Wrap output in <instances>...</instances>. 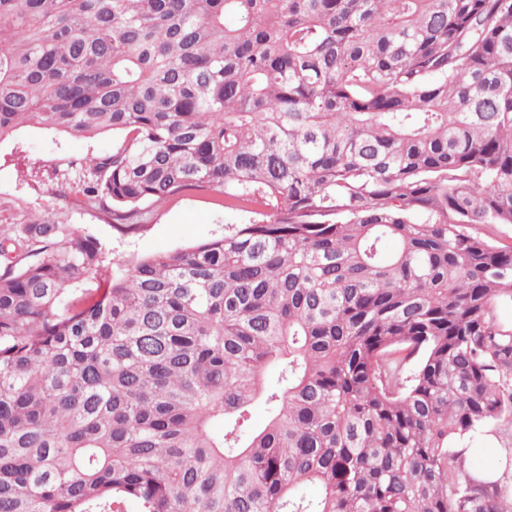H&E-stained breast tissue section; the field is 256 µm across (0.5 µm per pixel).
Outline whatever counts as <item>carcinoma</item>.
Returning a JSON list of instances; mask_svg holds the SVG:
<instances>
[{
    "label": "carcinoma",
    "mask_w": 512,
    "mask_h": 512,
    "mask_svg": "<svg viewBox=\"0 0 512 512\" xmlns=\"http://www.w3.org/2000/svg\"><path fill=\"white\" fill-rule=\"evenodd\" d=\"M24 127L117 136L56 173L116 227L256 220L125 267L0 207V512H512L462 452L512 423V0H0Z\"/></svg>",
    "instance_id": "1"
}]
</instances>
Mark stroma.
I'll list each match as a JSON object with an SVG mask.
<instances>
[{"mask_svg": "<svg viewBox=\"0 0 512 512\" xmlns=\"http://www.w3.org/2000/svg\"><path fill=\"white\" fill-rule=\"evenodd\" d=\"M113 142L108 133L74 138L35 127L18 130L0 142V202L73 225L108 243L112 261L126 265L152 253L223 236L225 225L250 222V214L224 211L208 197L178 195L154 209L147 224L122 233L113 229L105 211L85 208L72 195L58 197L55 169L76 158L107 154Z\"/></svg>", "mask_w": 512, "mask_h": 512, "instance_id": "obj_1", "label": "stroma"}]
</instances>
